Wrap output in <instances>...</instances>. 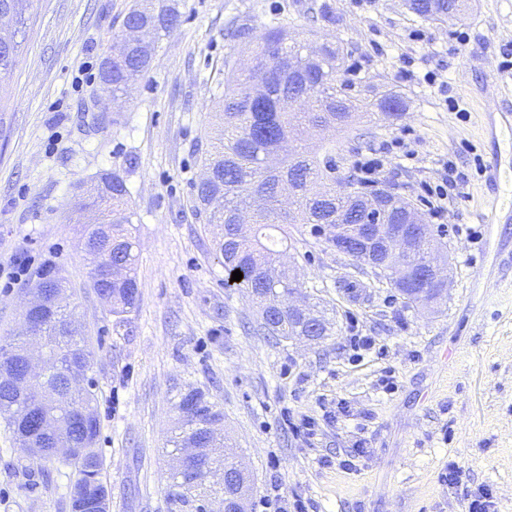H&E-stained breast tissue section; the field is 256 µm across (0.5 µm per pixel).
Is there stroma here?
<instances>
[{
  "mask_svg": "<svg viewBox=\"0 0 512 512\" xmlns=\"http://www.w3.org/2000/svg\"><path fill=\"white\" fill-rule=\"evenodd\" d=\"M175 3L181 25L108 112L100 64L133 0H33L22 53L0 84V264L28 267L0 288V339L21 331L45 270L64 279L94 352L87 377L109 512H176L165 448L179 393L196 388L224 412L253 487L248 512L274 486L306 512H464L467 493L484 485L498 512H512V109L496 90L512 84L502 66L512 0H465L463 21L444 23L407 0ZM275 26L336 39L350 95L404 100L399 119L336 131L332 160L338 180H356L358 160L385 148L377 187L409 198L448 245L451 283L433 308L408 305L306 225L294 257L303 294L331 323L323 340L267 336L248 293L225 287L218 229L194 207L197 148L219 126L225 60L248 62ZM132 155L138 164L126 167ZM448 163L457 189L439 225L426 196ZM115 169L140 244L139 298L124 329L97 296L70 221L80 186ZM356 334L374 348L355 355ZM354 448L364 454L344 472L336 461ZM452 462L465 470L455 488L441 479ZM73 475L63 460L33 464L0 426V512H71Z\"/></svg>",
  "mask_w": 512,
  "mask_h": 512,
  "instance_id": "35a3bbf8",
  "label": "stroma"
}]
</instances>
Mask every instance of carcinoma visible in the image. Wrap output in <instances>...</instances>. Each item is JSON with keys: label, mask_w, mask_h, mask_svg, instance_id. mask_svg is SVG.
<instances>
[{"label": "carcinoma", "mask_w": 512, "mask_h": 512, "mask_svg": "<svg viewBox=\"0 0 512 512\" xmlns=\"http://www.w3.org/2000/svg\"><path fill=\"white\" fill-rule=\"evenodd\" d=\"M27 0H0V8L11 6L16 26L0 30V83L12 72L21 42L17 37L25 24ZM181 13L173 4L138 0L123 24L146 28L142 42L125 46V31L116 36L119 51L112 53V69L101 70L100 88L114 96L127 94L132 83L151 64L156 38L177 28ZM306 44L293 39L288 30L272 27L258 44L256 66L243 76L231 60L224 62V94L221 112L224 130L217 141L202 152L203 170L209 176L195 184L197 213L209 224L222 226L216 251L223 258L226 281L250 292L259 305L262 327L267 335L289 339L301 335L304 321L282 307L271 320L266 307L288 300L293 275L283 268L275 280L265 278L268 264L293 249L290 226L309 224L316 231L329 224L351 235L354 226L348 215L357 206L349 195L336 192V176L330 164V148L321 142L307 145L309 132L347 126L351 113L359 112L369 123L384 122L397 115L401 99L385 93L378 99L347 94L339 79L343 62L333 42L317 50L311 65L302 49ZM128 189L118 171L103 173L89 193H80L74 212L91 205L110 227L107 237L98 236L94 224L83 227L91 243L85 251L91 265L92 286L97 294L109 296L116 326H127L125 314L138 301L134 275L137 261L136 237L132 234L134 211L129 207ZM110 264H122L128 279L123 283L100 282L97 273ZM240 270L242 279L231 281ZM36 336L46 340L48 365L40 390L26 391L0 380V421L28 448L30 459L39 465L63 458L75 468L71 485L72 512H108L107 492L102 481V459L95 448L99 419L94 393L84 386L93 364V351L75 326L73 311L61 303L42 308ZM25 337L13 336L0 344V377H12L23 360ZM177 427L169 439L173 451L200 448L202 452L171 474L172 504L196 503L204 512L206 480L213 465L235 463L232 450L214 459L210 449L224 447V437L208 435L196 421H221L224 413L202 390L179 395L175 403ZM58 413L61 424L54 436L40 433L36 416Z\"/></svg>", "instance_id": "carcinoma-1"}]
</instances>
